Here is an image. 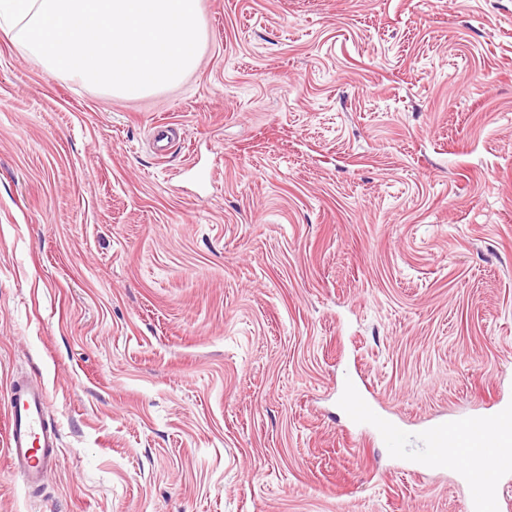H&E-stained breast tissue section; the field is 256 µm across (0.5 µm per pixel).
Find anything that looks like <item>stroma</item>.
<instances>
[{
	"mask_svg": "<svg viewBox=\"0 0 512 512\" xmlns=\"http://www.w3.org/2000/svg\"><path fill=\"white\" fill-rule=\"evenodd\" d=\"M200 7L139 99L0 32V512H466L418 433L512 406V0ZM18 376L59 433L34 489ZM48 393L36 379H13L7 392L6 453L11 468L31 488L60 464L57 435L46 420ZM348 392L347 406L352 419L361 424H369L374 438L384 442L398 453L403 452L405 450L403 430L376 412L373 404L358 390L356 382L351 384Z\"/></svg>",
	"mask_w": 512,
	"mask_h": 512,
	"instance_id": "stroma-1",
	"label": "stroma"
}]
</instances>
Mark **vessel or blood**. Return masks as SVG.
I'll list each match as a JSON object with an SVG mask.
<instances>
[{"instance_id":"1","label":"vessel or blood","mask_w":512,"mask_h":512,"mask_svg":"<svg viewBox=\"0 0 512 512\" xmlns=\"http://www.w3.org/2000/svg\"><path fill=\"white\" fill-rule=\"evenodd\" d=\"M48 393L35 379L12 380L7 392L6 453L8 461L26 486L40 483L43 475L60 464L57 435L46 420ZM348 412L352 419L371 427L374 438L402 451L404 432L388 422L373 404L358 390L350 387ZM462 428L472 446L467 451L449 456L458 445L457 436L445 426L430 425L422 429L424 461L430 466L454 464L457 472L469 483L483 484L481 460L485 449L512 446V409L501 408L494 417L472 415L465 418Z\"/></svg>"}]
</instances>
